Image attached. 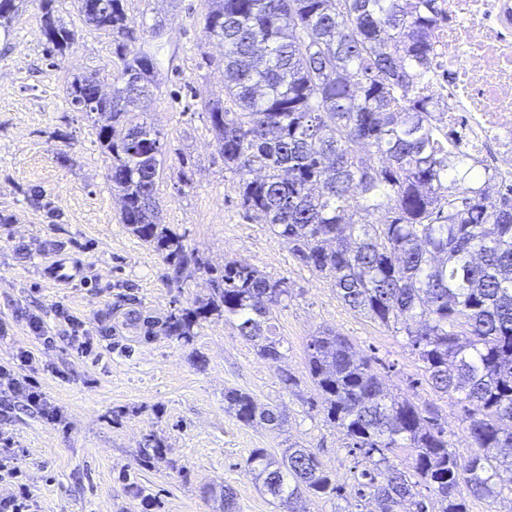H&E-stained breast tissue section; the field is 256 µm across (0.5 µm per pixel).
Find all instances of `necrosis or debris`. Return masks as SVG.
<instances>
[{"mask_svg": "<svg viewBox=\"0 0 512 512\" xmlns=\"http://www.w3.org/2000/svg\"><path fill=\"white\" fill-rule=\"evenodd\" d=\"M453 17L436 36V57L449 84L424 91L448 131L449 153L495 158L497 180H512V0H450Z\"/></svg>", "mask_w": 512, "mask_h": 512, "instance_id": "obj_1", "label": "necrosis or debris"}]
</instances>
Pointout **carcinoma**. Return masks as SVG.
<instances>
[{
  "mask_svg": "<svg viewBox=\"0 0 512 512\" xmlns=\"http://www.w3.org/2000/svg\"><path fill=\"white\" fill-rule=\"evenodd\" d=\"M53 2L42 0L41 28L63 55L74 33ZM77 8L118 39L112 93L98 92L96 75L77 74L68 101L111 158L121 223L176 278L201 272L212 286L209 298L170 312L166 335L188 343L202 322L222 317L261 356L280 359L272 311L288 299L287 283L235 260L212 266L161 223V133L131 109L150 95L153 58L127 49L136 36L123 0ZM448 20V0H213L205 23L224 44V104L205 110L248 217L288 240L351 311L400 328L428 384L463 404L472 451L462 461L434 409L388 397L341 336L312 337L309 376L324 414L369 463L357 495L375 512L404 502L408 512H469L468 498L512 486V183L449 155L435 103L418 92ZM224 402L245 426L281 424L277 410H258L239 389ZM396 448L414 450L412 470L393 465ZM247 467L284 512H305V497L345 498L308 448L279 460L256 448Z\"/></svg>",
  "mask_w": 512,
  "mask_h": 512,
  "instance_id": "cac0c4a2",
  "label": "carcinoma"
}]
</instances>
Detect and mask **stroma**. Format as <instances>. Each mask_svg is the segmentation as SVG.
Here are the masks:
<instances>
[{
  "instance_id": "1",
  "label": "stroma",
  "mask_w": 512,
  "mask_h": 512,
  "mask_svg": "<svg viewBox=\"0 0 512 512\" xmlns=\"http://www.w3.org/2000/svg\"><path fill=\"white\" fill-rule=\"evenodd\" d=\"M210 7L211 0H124L137 30L131 48L153 54L157 80L135 113L165 145L162 223L211 264L235 259L287 282L290 294L274 313L283 343L276 361L220 318L188 343L162 332L173 308L207 298L210 283L203 274L174 283L161 255L121 223L111 159L91 121L69 106L72 75L107 84L118 76L111 31L87 24L75 0H55L75 41L66 55L50 53L41 0H22L9 38H0V390L32 378L55 414L0 412V457L14 467L0 477V499L26 486L28 512H224L214 493L222 485L234 492L236 512H282L246 460L253 449L279 457L292 444L314 452L345 489L341 500L307 499V512L351 504L372 512L356 495L365 462L327 420L308 374L307 345L324 330L369 359L390 395L434 407L453 451L470 453L460 405L427 384L405 336L350 311L329 279L241 207L204 109L224 98V48L204 29ZM158 26L164 37L154 35ZM32 314L45 336L30 330ZM70 315L88 351L67 343ZM25 350L32 360L23 366L17 356ZM286 372L297 388L282 384ZM230 388L280 411L281 428L237 421L224 403ZM154 437L166 455L149 461Z\"/></svg>"
}]
</instances>
